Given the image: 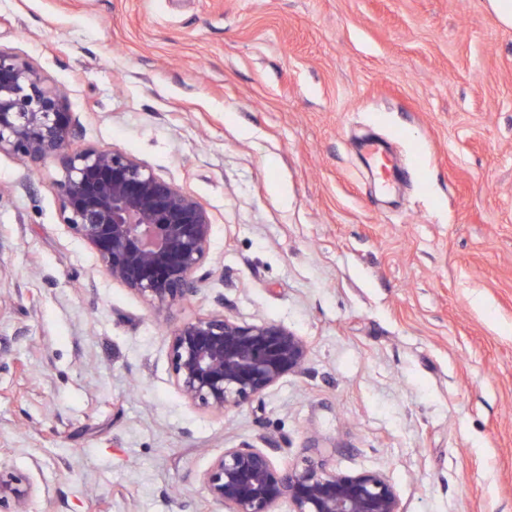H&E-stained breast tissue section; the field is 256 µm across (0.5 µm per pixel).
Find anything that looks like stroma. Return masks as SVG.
<instances>
[{"label":"stroma","instance_id":"1","mask_svg":"<svg viewBox=\"0 0 512 512\" xmlns=\"http://www.w3.org/2000/svg\"><path fill=\"white\" fill-rule=\"evenodd\" d=\"M0 48L214 224L160 319L61 224L58 166L0 154V469L28 512H224L202 476L261 438L386 475L402 512H512V26L488 0H0ZM221 309L308 356L220 414L176 388L168 333Z\"/></svg>","mask_w":512,"mask_h":512}]
</instances>
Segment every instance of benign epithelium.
<instances>
[{
  "mask_svg": "<svg viewBox=\"0 0 512 512\" xmlns=\"http://www.w3.org/2000/svg\"><path fill=\"white\" fill-rule=\"evenodd\" d=\"M77 123L66 91L38 69L0 49V153L34 166L56 163L61 223L94 252L101 271L140 296L155 315L194 296L213 229L193 195L118 150L75 143ZM174 381L189 402L224 412L248 404L299 373L307 361L301 337L280 323H242L222 312L170 331ZM225 512H401L391 482L376 471L343 473L305 459L278 467L268 448H226L203 474ZM31 488L0 471V505L26 512Z\"/></svg>",
  "mask_w": 512,
  "mask_h": 512,
  "instance_id": "benign-epithelium-1",
  "label": "benign epithelium"
}]
</instances>
